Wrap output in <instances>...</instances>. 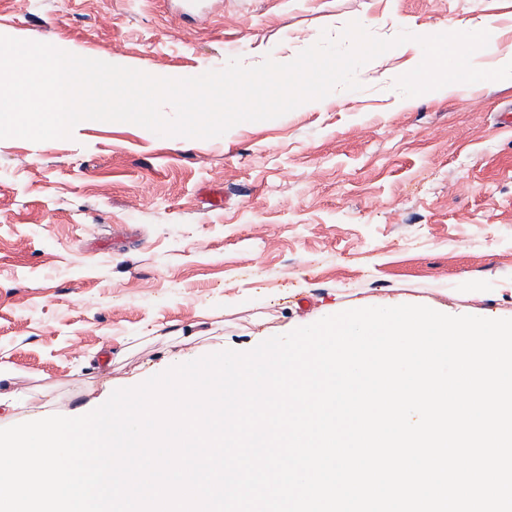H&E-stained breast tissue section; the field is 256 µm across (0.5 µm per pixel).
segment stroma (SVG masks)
<instances>
[{
	"instance_id": "stroma-1",
	"label": "stroma",
	"mask_w": 512,
	"mask_h": 512,
	"mask_svg": "<svg viewBox=\"0 0 512 512\" xmlns=\"http://www.w3.org/2000/svg\"><path fill=\"white\" fill-rule=\"evenodd\" d=\"M0 0V35L186 78L233 57L299 54L369 22L376 37L491 18L512 0ZM376 58L342 105L299 106L211 139L88 121L0 139V428L77 417L119 388L331 311L389 301L512 318V87L398 106Z\"/></svg>"
}]
</instances>
